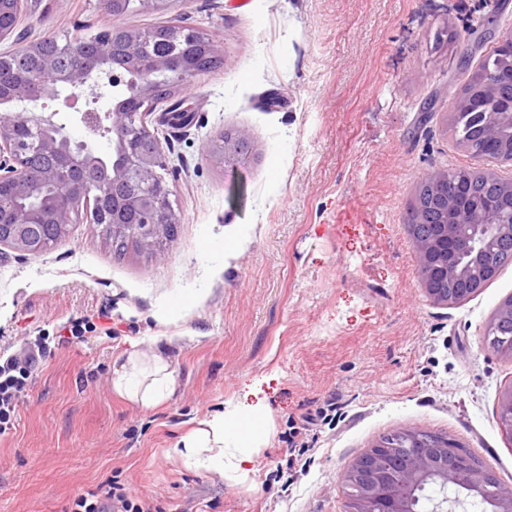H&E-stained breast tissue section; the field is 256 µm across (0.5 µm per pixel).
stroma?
Here are the masks:
<instances>
[{"label":"stroma","mask_w":512,"mask_h":512,"mask_svg":"<svg viewBox=\"0 0 512 512\" xmlns=\"http://www.w3.org/2000/svg\"><path fill=\"white\" fill-rule=\"evenodd\" d=\"M170 17L205 28L224 63L185 92L192 122L164 129L181 222L163 255L115 254L90 224L39 254L0 246V356L37 336L50 347L0 435V512H69L113 481L155 512H347V468L400 429L450 435L512 484L497 420L512 363L484 336L512 266L471 301L434 305L407 228L428 173L512 180L451 122L512 32V0H176L123 24ZM108 23L100 0H58L18 28L63 43ZM241 128L238 168L209 157ZM152 336L170 339L175 391L145 412L110 379ZM255 385L272 427L248 479L169 456Z\"/></svg>","instance_id":"stroma-1"}]
</instances>
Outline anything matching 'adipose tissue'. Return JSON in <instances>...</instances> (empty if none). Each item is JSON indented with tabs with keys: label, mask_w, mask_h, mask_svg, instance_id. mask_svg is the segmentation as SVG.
<instances>
[{
	"label": "adipose tissue",
	"mask_w": 512,
	"mask_h": 512,
	"mask_svg": "<svg viewBox=\"0 0 512 512\" xmlns=\"http://www.w3.org/2000/svg\"><path fill=\"white\" fill-rule=\"evenodd\" d=\"M162 342V337H153V351L148 355L131 349L112 373L113 392L145 411L155 409L174 391V373ZM269 433L270 420L262 404L231 401L221 413L200 421L182 437L173 455L186 468L242 479L250 472Z\"/></svg>",
	"instance_id": "adipose-tissue-1"
}]
</instances>
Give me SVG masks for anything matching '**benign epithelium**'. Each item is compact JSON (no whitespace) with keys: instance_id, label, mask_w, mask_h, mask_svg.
<instances>
[{"instance_id":"1","label":"benign epithelium","mask_w":512,"mask_h":512,"mask_svg":"<svg viewBox=\"0 0 512 512\" xmlns=\"http://www.w3.org/2000/svg\"><path fill=\"white\" fill-rule=\"evenodd\" d=\"M119 29L125 32L128 59H139L149 33L113 22L95 34L97 52L91 56L81 53L86 40L79 35L58 52H44L40 39L0 53V73L21 66L28 57L38 60L35 83L16 84L0 94V246L37 254L50 240L65 237L72 225L86 222L114 245L133 238L157 257L173 236L180 217L170 201L173 187L163 176L170 160L158 128L161 119L153 114L163 103L169 112L181 101L178 87L163 84L157 76L176 69L187 84L223 60L207 30L183 21L171 24L172 36L196 39L207 66L155 57L149 70L138 71L139 91L132 106H114L102 114L90 108L81 112L80 121L90 134L108 135L118 144L114 161L99 156L94 143L72 140L56 113L35 111L45 97L62 96L73 107L87 95L123 85L132 68L112 63V34ZM497 49L493 69L473 90L455 98L453 108L456 116L478 110L483 138L502 148L495 159L512 163V99L500 96L503 88H512V36H500ZM248 144V131L239 129L224 135L209 154L235 165ZM486 177L497 182L498 191L477 202L471 201L472 180L466 176L450 184L448 172L435 171L422 180L433 206L412 210L408 231L422 290L436 305L454 307L480 294L499 273L496 249L512 242V180L491 173ZM128 184L136 186L134 194L103 203L113 190ZM46 186L55 188L49 205H22ZM505 325L512 328V297L499 303L486 333ZM497 418L511 440L512 385L499 393ZM345 482L352 488L347 512H416L417 492L425 489L441 493L432 498L430 512H457L468 499L481 504L482 512H512V485L498 481L490 467L447 435L431 441L419 430L403 429L385 436L352 462ZM450 488L456 493L452 500L446 494Z\"/></svg>"}]
</instances>
